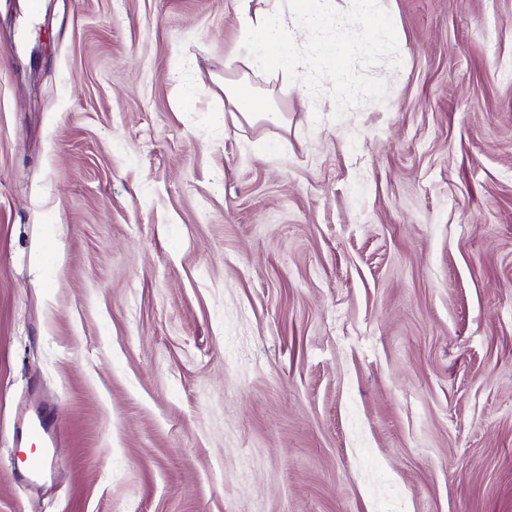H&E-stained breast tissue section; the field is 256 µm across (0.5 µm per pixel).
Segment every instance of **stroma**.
<instances>
[{
    "mask_svg": "<svg viewBox=\"0 0 512 512\" xmlns=\"http://www.w3.org/2000/svg\"><path fill=\"white\" fill-rule=\"evenodd\" d=\"M312 8L0 0V512H512V0ZM236 18L245 35L251 65L258 69L288 68V15L276 8L280 0L264 13L250 14L251 0H237ZM245 77L237 81L225 80L224 95L227 101L233 107V111L229 112L233 122L240 123V120L246 122H254L262 118H279L283 119L281 112H274L266 99L258 100L250 96H246L241 91V85Z\"/></svg>",
    "mask_w": 512,
    "mask_h": 512,
    "instance_id": "obj_1",
    "label": "stroma"
}]
</instances>
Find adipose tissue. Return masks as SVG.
<instances>
[{"label": "adipose tissue", "mask_w": 512, "mask_h": 512, "mask_svg": "<svg viewBox=\"0 0 512 512\" xmlns=\"http://www.w3.org/2000/svg\"><path fill=\"white\" fill-rule=\"evenodd\" d=\"M236 18L245 35L252 67L284 69L288 66L289 19L281 9L251 13V0H238Z\"/></svg>", "instance_id": "1"}]
</instances>
